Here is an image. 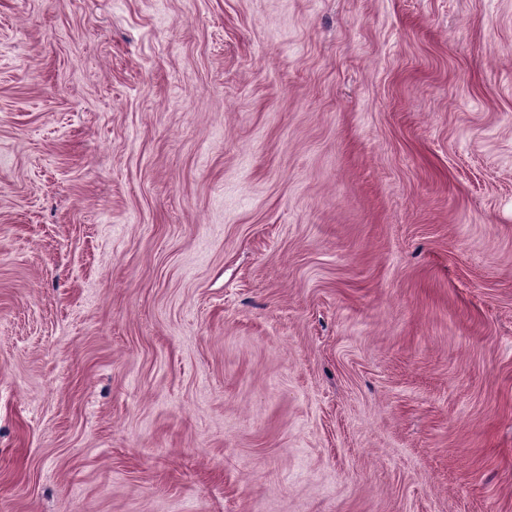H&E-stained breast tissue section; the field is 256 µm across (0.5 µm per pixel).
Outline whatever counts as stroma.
I'll return each mask as SVG.
<instances>
[{
    "mask_svg": "<svg viewBox=\"0 0 512 512\" xmlns=\"http://www.w3.org/2000/svg\"><path fill=\"white\" fill-rule=\"evenodd\" d=\"M0 512H512V0H0Z\"/></svg>",
    "mask_w": 512,
    "mask_h": 512,
    "instance_id": "obj_1",
    "label": "stroma"
}]
</instances>
